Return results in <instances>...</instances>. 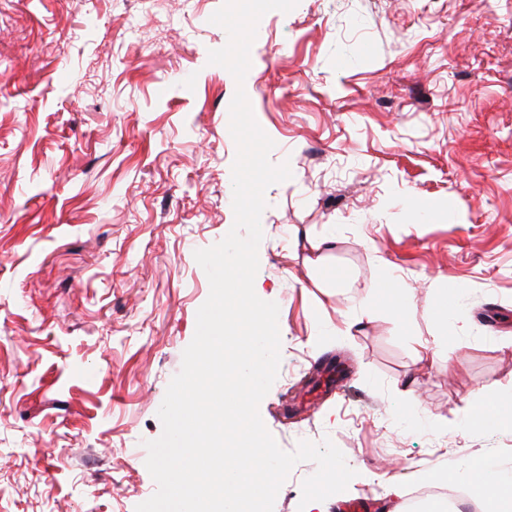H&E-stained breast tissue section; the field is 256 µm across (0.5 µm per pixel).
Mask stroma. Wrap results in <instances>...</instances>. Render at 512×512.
<instances>
[{
    "mask_svg": "<svg viewBox=\"0 0 512 512\" xmlns=\"http://www.w3.org/2000/svg\"><path fill=\"white\" fill-rule=\"evenodd\" d=\"M221 3L0 0V512L155 493L145 444L210 291L194 253L234 223L240 86L292 173L254 281L279 307L267 429L342 451L330 512H428L430 483L497 512L461 473L512 477V428L462 411L512 391V0H299L260 19L241 84L208 62Z\"/></svg>",
    "mask_w": 512,
    "mask_h": 512,
    "instance_id": "35a3bbf8",
    "label": "stroma"
}]
</instances>
